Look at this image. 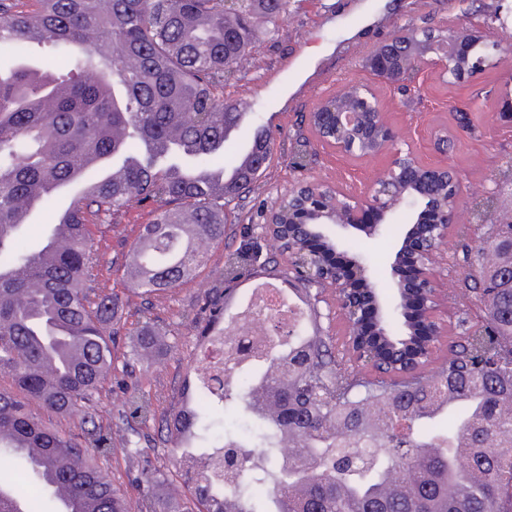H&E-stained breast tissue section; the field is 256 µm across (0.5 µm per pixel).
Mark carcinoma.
I'll return each mask as SVG.
<instances>
[{
  "instance_id": "1",
  "label": "carcinoma",
  "mask_w": 512,
  "mask_h": 512,
  "mask_svg": "<svg viewBox=\"0 0 512 512\" xmlns=\"http://www.w3.org/2000/svg\"><path fill=\"white\" fill-rule=\"evenodd\" d=\"M288 0H0V47L15 66L0 72V450L23 457L36 491L47 475L73 501L69 512H131L100 470L112 452L92 413L112 370L120 331L119 297L98 286L101 255L95 231L134 202L155 205L131 247L130 289L148 299L191 279L206 246L221 240L227 206L261 189L272 166L274 139L264 129L245 159L227 128L242 113L224 96L238 64L259 34L277 26ZM433 30L404 31V41L428 44ZM66 51L59 76L28 62L30 46ZM389 72L413 80L404 55L383 44ZM309 143L288 139L282 150L296 169L307 166ZM235 172L226 186L215 176ZM83 181L63 210L59 193ZM442 176L422 173L411 189L437 204L448 198ZM35 210L52 211L38 248L21 244ZM293 216L308 240L300 196L286 200L276 224ZM264 264L247 267L242 247L224 248L222 280L199 307L207 327L224 320L240 285L258 276L288 282L280 259L288 242L273 235ZM456 338L434 366L401 382L368 379L342 366L345 345L328 334L329 314L296 282L306 325L258 369L219 393L183 387L182 404L162 418V430L189 448L210 440L200 458L179 464L185 485L181 512H512V221L489 224L465 250ZM483 303L488 323L470 324L466 307ZM131 335V360L149 363L156 332ZM367 346L391 369L421 354L412 330L394 336L376 325ZM243 402L262 423L246 440L207 437L215 404ZM123 420L156 419L151 398L124 392ZM83 412L79 441L44 423L38 410ZM172 479L146 478L137 512H166L153 493ZM40 512L41 496L19 483L0 485V512Z\"/></svg>"
}]
</instances>
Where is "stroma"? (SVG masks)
I'll return each instance as SVG.
<instances>
[{
	"label": "stroma",
	"instance_id": "stroma-1",
	"mask_svg": "<svg viewBox=\"0 0 512 512\" xmlns=\"http://www.w3.org/2000/svg\"><path fill=\"white\" fill-rule=\"evenodd\" d=\"M482 31L486 44H512V0H288V11L278 26L269 27L239 65V80L227 88L240 104L242 121L235 137L247 147L257 128L274 133L303 134L310 138L306 169H293L288 160L276 158L264 178L261 193L251 196L241 210L242 219L252 211L270 209L290 184L307 180L349 190L367 186L383 174L392 153L388 150L356 158L336 152L313 140L302 123L323 99L342 86L362 82L373 93L397 136V146L425 165H445L458 176L464 199L461 223H470L474 196L490 192L497 205L486 221L497 224L512 215V179L500 177L512 159V66L489 54L486 66L473 77L449 83L442 67L420 70L409 91L381 82L368 67L372 51L403 29L443 30L458 25ZM151 205H131L102 237L101 287L118 294L123 303L118 359L96 399V421L111 434L112 455L98 464L118 492L137 505L143 494L146 471L174 470L180 454L176 444L163 441L157 424L139 428L133 440L139 449L127 458L121 449L126 427L118 417L123 392L137 386L148 392L157 414L169 412L180 400L183 380L195 366L192 347L206 327L197 309L205 295L223 290L218 269L224 261L223 242H213L209 260L197 275L177 288L153 296L152 309L126 287V255L144 224ZM406 233L403 217L382 225L374 237H363L370 264L390 266ZM163 336L161 354L150 366L126 365L129 331L143 322Z\"/></svg>",
	"mask_w": 512,
	"mask_h": 512
}]
</instances>
